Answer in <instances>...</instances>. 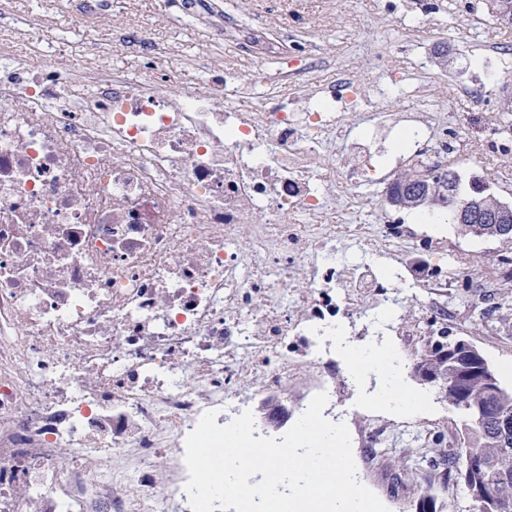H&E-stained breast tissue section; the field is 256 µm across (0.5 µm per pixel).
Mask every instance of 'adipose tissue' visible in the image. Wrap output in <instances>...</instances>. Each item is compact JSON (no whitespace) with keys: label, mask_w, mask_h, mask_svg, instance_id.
<instances>
[{"label":"adipose tissue","mask_w":512,"mask_h":512,"mask_svg":"<svg viewBox=\"0 0 512 512\" xmlns=\"http://www.w3.org/2000/svg\"><path fill=\"white\" fill-rule=\"evenodd\" d=\"M344 358L354 375H361L367 369L381 376L382 385L376 397L378 405L403 416L421 412L423 403L405 387L403 368L393 349L351 351L345 353Z\"/></svg>","instance_id":"obj_1"}]
</instances>
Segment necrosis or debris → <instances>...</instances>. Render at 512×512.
<instances>
[{"label":"necrosis or debris","mask_w":512,"mask_h":512,"mask_svg":"<svg viewBox=\"0 0 512 512\" xmlns=\"http://www.w3.org/2000/svg\"><path fill=\"white\" fill-rule=\"evenodd\" d=\"M301 71L281 62L241 112L224 95L250 75L208 69L169 95L0 32V512H192L185 440L205 413L223 426L248 410L259 435H284L299 418L289 339L315 337L317 363L361 295L392 331L405 301L447 287L445 249L417 277L379 262L411 239L404 214L353 212L390 128L375 104L397 84L335 69L315 111L287 91ZM356 107L369 132L354 133ZM453 119L422 113L401 161L512 158V116L450 143ZM338 144L347 164L323 175ZM340 243L363 258L337 261Z\"/></svg>","instance_id":"1"}]
</instances>
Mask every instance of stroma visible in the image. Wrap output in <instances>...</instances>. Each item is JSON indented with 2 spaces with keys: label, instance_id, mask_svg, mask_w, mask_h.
I'll return each mask as SVG.
<instances>
[{
  "label": "stroma",
  "instance_id": "stroma-1",
  "mask_svg": "<svg viewBox=\"0 0 512 512\" xmlns=\"http://www.w3.org/2000/svg\"><path fill=\"white\" fill-rule=\"evenodd\" d=\"M163 0H120L119 19L127 28L147 27L162 34V45L174 53L176 62L166 77L169 93L197 84L201 70L199 58H208L211 67L233 69L246 74H269L277 66L287 44L277 42L281 30L297 40H313L326 51L332 66H352L355 78L372 86L386 78L385 61H396L410 77H427L435 87L438 111L457 114L458 130L475 135L491 128L500 110L501 91H494L481 114H474L469 103L453 95L452 89L465 63L483 44L482 27L475 21L476 10L470 0H434L437 9L429 23L433 37L414 44L403 19L381 21L377 0H208L197 12L170 21ZM241 20L257 15L266 20V32L256 38V47L244 53L239 41L223 39L222 52L212 53L211 45L224 30L225 14ZM0 26L20 36L38 35L44 42L61 46L76 55L108 52V30L104 23L69 26L63 7L47 8L45 0H17L14 9ZM369 45L381 64L373 69L357 66L354 47ZM445 50L447 63H440L436 52ZM414 237L407 246L415 256L439 238L448 240V288L426 294L403 308L402 323L418 330V337L393 336L389 342L397 352L414 358L430 332L424 321L427 306H444L448 318L443 326L450 336L462 337L475 345L500 375L512 386V243L498 239H476L460 233L456 225H413ZM468 255L465 273H458L461 255ZM489 275L499 282L491 295H484L479 282ZM325 375L336 392V408L343 411L352 439L357 478L372 490L389 512H416L423 490H430L437 512H471V501L462 484L437 468V461L450 446L459 444L462 427L447 402L435 391L407 380L411 391L421 394L426 404L412 422L417 439L402 438V420L373 408L353 385L342 357H333L326 371L296 363L288 384V402L307 401L311 385ZM376 428L382 441L378 453L364 448L369 428Z\"/></svg>",
  "mask_w": 512,
  "mask_h": 512
}]
</instances>
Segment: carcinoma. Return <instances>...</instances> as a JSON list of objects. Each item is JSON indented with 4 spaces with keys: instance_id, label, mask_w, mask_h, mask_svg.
Here are the masks:
<instances>
[{
    "instance_id": "1",
    "label": "carcinoma",
    "mask_w": 512,
    "mask_h": 512,
    "mask_svg": "<svg viewBox=\"0 0 512 512\" xmlns=\"http://www.w3.org/2000/svg\"><path fill=\"white\" fill-rule=\"evenodd\" d=\"M476 8L482 10L501 29H512V0H479ZM410 164L394 177L385 195L394 199L396 207L419 211L440 224H456L465 235L477 238H496L512 243V231L499 234L495 225L476 219L461 222L456 207L470 198L464 191L461 174L453 165L448 171L431 178ZM470 369L465 357L455 351L453 339L442 332L431 337L413 360L411 374L420 383L432 378L439 380L447 374H460ZM466 395L459 399L444 398L462 422L465 437L460 447L448 450V472L460 473L468 467V459L479 457L484 462L481 470L473 472L481 481L486 494L502 504L500 512H512V435L503 436L500 418L512 419V387L496 379V387L488 390L479 378L464 381Z\"/></svg>"
}]
</instances>
